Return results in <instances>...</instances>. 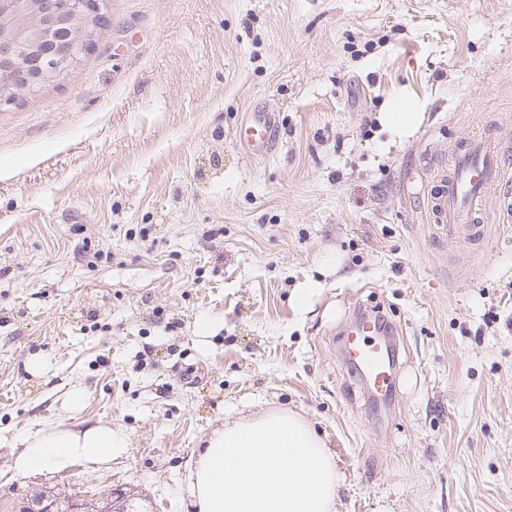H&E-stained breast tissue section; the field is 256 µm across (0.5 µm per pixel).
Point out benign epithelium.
Wrapping results in <instances>:
<instances>
[{"label": "benign epithelium", "instance_id": "obj_1", "mask_svg": "<svg viewBox=\"0 0 512 512\" xmlns=\"http://www.w3.org/2000/svg\"><path fill=\"white\" fill-rule=\"evenodd\" d=\"M104 0H0V103L59 82L103 21Z\"/></svg>", "mask_w": 512, "mask_h": 512}]
</instances>
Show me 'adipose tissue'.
Listing matches in <instances>:
<instances>
[{
    "mask_svg": "<svg viewBox=\"0 0 512 512\" xmlns=\"http://www.w3.org/2000/svg\"><path fill=\"white\" fill-rule=\"evenodd\" d=\"M19 474L111 464L123 448L111 425H45L19 440ZM196 512H337L341 485L325 441L298 413L269 409L203 438L187 475Z\"/></svg>",
    "mask_w": 512,
    "mask_h": 512,
    "instance_id": "adipose-tissue-1",
    "label": "adipose tissue"
}]
</instances>
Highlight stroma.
<instances>
[{
	"label": "stroma",
	"instance_id": "35a3bbf8",
	"mask_svg": "<svg viewBox=\"0 0 512 512\" xmlns=\"http://www.w3.org/2000/svg\"><path fill=\"white\" fill-rule=\"evenodd\" d=\"M104 12L63 81L0 105V512L37 484L194 512L199 441L279 407L325 438L339 512H512V216L447 243L427 204L451 146L512 138V0ZM254 112L279 119L262 158L235 138ZM361 310L397 328L386 404L341 354ZM57 422L125 448L16 473Z\"/></svg>",
	"mask_w": 512,
	"mask_h": 512
}]
</instances>
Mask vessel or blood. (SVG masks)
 Masks as SVG:
<instances>
[{"mask_svg":"<svg viewBox=\"0 0 512 512\" xmlns=\"http://www.w3.org/2000/svg\"><path fill=\"white\" fill-rule=\"evenodd\" d=\"M279 137L275 113H252L238 130L247 152L262 157L272 152ZM502 137L494 132L472 138L440 160L432 177L429 215L441 235L450 241L476 240L484 232L482 207L488 200L503 201L508 153ZM379 320L362 316L347 333L345 361L367 375L373 399L390 400L396 389L392 346L381 340Z\"/></svg>","mask_w":512,"mask_h":512,"instance_id":"obj_1","label":"vessel or blood"}]
</instances>
